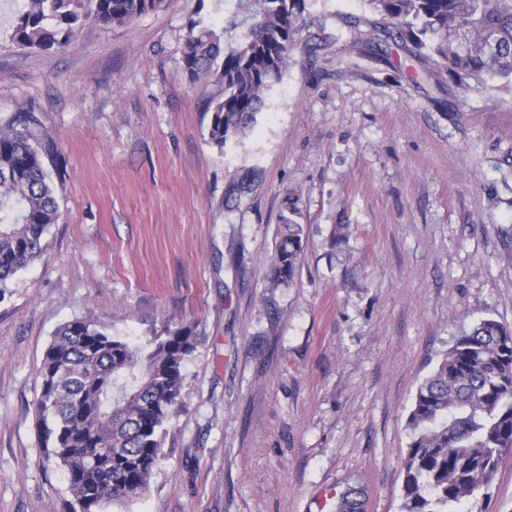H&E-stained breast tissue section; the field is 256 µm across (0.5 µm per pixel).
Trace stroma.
I'll return each mask as SVG.
<instances>
[{
    "label": "stroma",
    "instance_id": "35a3bbf8",
    "mask_svg": "<svg viewBox=\"0 0 512 512\" xmlns=\"http://www.w3.org/2000/svg\"><path fill=\"white\" fill-rule=\"evenodd\" d=\"M0 0V125L29 112L63 170L41 256L0 288V512H65L40 447L39 368L76 318L144 342L196 325L149 490L106 512H401L407 416L454 336L512 325V87L409 56L366 0H306L282 79L246 135L208 136L191 21L165 0L62 50L17 45ZM296 204L300 268L269 278ZM463 512H512V452Z\"/></svg>",
    "mask_w": 512,
    "mask_h": 512
}]
</instances>
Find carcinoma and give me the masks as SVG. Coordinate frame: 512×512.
Here are the masks:
<instances>
[{
    "instance_id": "carcinoma-1",
    "label": "carcinoma",
    "mask_w": 512,
    "mask_h": 512,
    "mask_svg": "<svg viewBox=\"0 0 512 512\" xmlns=\"http://www.w3.org/2000/svg\"><path fill=\"white\" fill-rule=\"evenodd\" d=\"M165 0H31L12 38L37 51L67 46L87 22L108 27L158 11ZM234 6L217 30L192 23L183 48L193 80L216 78L209 138L222 146L253 122L265 93L288 68L306 0H217ZM410 56L428 58L484 89L512 86V0H367ZM33 117L0 126V286L42 251L59 219L61 186L48 171ZM289 203L270 287L300 263L303 226ZM201 338L181 323L142 345L74 319L55 331L39 375L37 404L47 462L68 481L70 512H104L142 496L161 462L180 406L183 367ZM402 512H457L487 490L512 450V327L486 318L454 337L418 386L407 417Z\"/></svg>"
}]
</instances>
